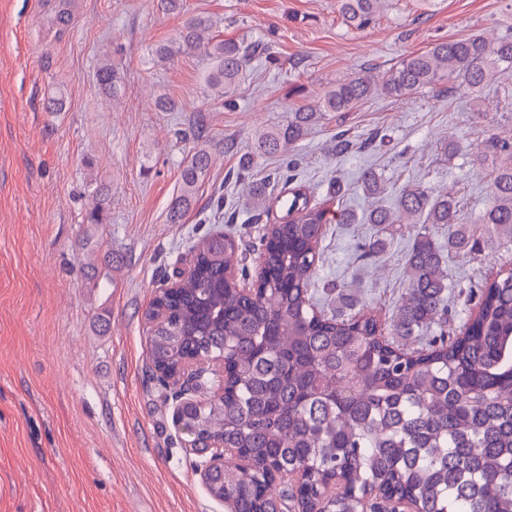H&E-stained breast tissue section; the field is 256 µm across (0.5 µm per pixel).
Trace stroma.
Here are the masks:
<instances>
[{
    "instance_id": "1",
    "label": "stroma",
    "mask_w": 512,
    "mask_h": 512,
    "mask_svg": "<svg viewBox=\"0 0 512 512\" xmlns=\"http://www.w3.org/2000/svg\"><path fill=\"white\" fill-rule=\"evenodd\" d=\"M202 13L224 38L273 46V60L253 62L230 106L204 82V53L165 63L155 55ZM472 35H512L505 0H390L361 31L343 22L337 0H180L176 9L164 0H0V512H224L195 473L170 391L150 376L143 312L209 231L232 232L240 265L256 275L260 237L283 214L277 206L256 218L244 207L250 183L276 167L256 154L257 133L337 80L379 75L409 53ZM105 60L121 77L115 99L95 81ZM298 86L302 97L291 96ZM162 97L178 110L159 111ZM474 105L484 114L477 122ZM200 120L212 162L171 224ZM340 134L353 143L341 156ZM492 137L512 138V68L491 72L475 104L443 86L331 113L296 146V181L320 203L340 188L343 206L361 214L371 200L359 175L372 168L382 204L418 183L453 195L473 217L490 200L491 167L477 155ZM447 143L459 155L442 156ZM100 181L112 189L109 220L84 223ZM376 232L362 221L327 225L322 303L341 287L364 311L400 302L410 238L390 226L385 251L361 259L358 243ZM445 259L449 285L463 287L512 263V251Z\"/></svg>"
}]
</instances>
